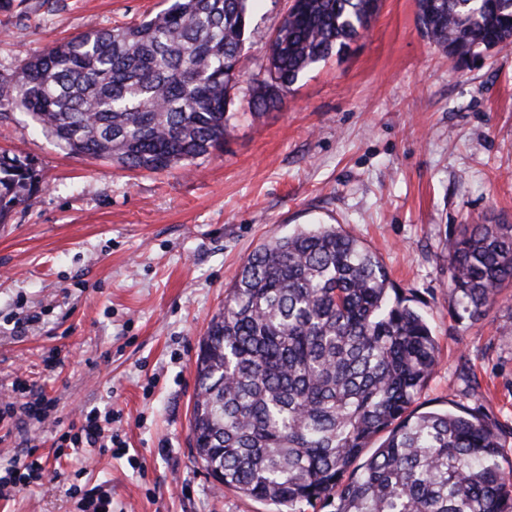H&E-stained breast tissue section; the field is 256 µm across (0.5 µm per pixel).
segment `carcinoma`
Returning <instances> with one entry per match:
<instances>
[{
    "mask_svg": "<svg viewBox=\"0 0 512 512\" xmlns=\"http://www.w3.org/2000/svg\"><path fill=\"white\" fill-rule=\"evenodd\" d=\"M254 0H170L150 19L89 28L0 78L69 153L157 172L224 150ZM452 58L512 45V0H418ZM376 0H295L249 81L260 117L312 65L369 27ZM32 161L0 155V222L38 190ZM457 318H483L512 284V224L448 242ZM424 316L339 226L300 227L243 262L196 365L191 434L223 486L303 512H512L499 429L478 411L413 407L438 364ZM385 439L360 458L380 435Z\"/></svg>",
    "mask_w": 512,
    "mask_h": 512,
    "instance_id": "cac0c4a2",
    "label": "carcinoma"
}]
</instances>
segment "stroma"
Listing matches in <instances>:
<instances>
[{"mask_svg":"<svg viewBox=\"0 0 512 512\" xmlns=\"http://www.w3.org/2000/svg\"><path fill=\"white\" fill-rule=\"evenodd\" d=\"M291 0H256L242 65L256 73ZM162 0H22L0 10V76L88 28L154 16ZM247 90L223 153L161 172L72 156L21 109L0 151L37 162V192L0 226V381L54 399L44 422L0 442V466L46 460L0 512H274L213 482L190 433L196 359L224 291L260 244L338 224L413 297L440 349L421 410L480 411L512 465V287L479 321L453 316L448 241L467 224H512V45L449 58L417 0H380L369 29L311 67L255 117ZM33 315L29 331L15 324ZM53 364L45 359L52 350ZM111 412L125 445L94 463L55 458L78 409Z\"/></svg>","mask_w":512,"mask_h":512,"instance_id":"1","label":"stroma"}]
</instances>
